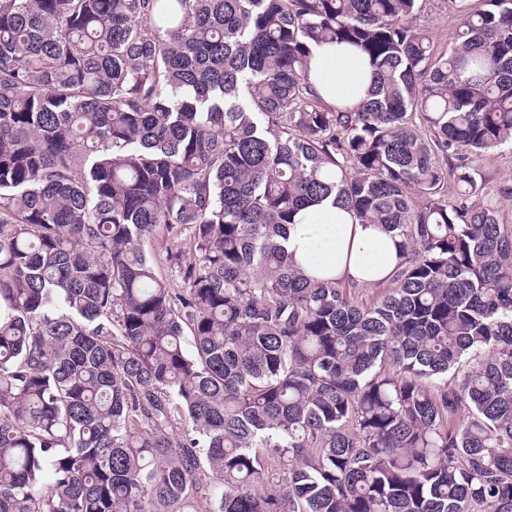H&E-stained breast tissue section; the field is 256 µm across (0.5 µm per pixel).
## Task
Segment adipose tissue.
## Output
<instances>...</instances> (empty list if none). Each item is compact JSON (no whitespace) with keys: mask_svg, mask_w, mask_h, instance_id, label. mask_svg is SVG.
Segmentation results:
<instances>
[{"mask_svg":"<svg viewBox=\"0 0 512 512\" xmlns=\"http://www.w3.org/2000/svg\"><path fill=\"white\" fill-rule=\"evenodd\" d=\"M310 82L328 105H352L366 95L370 68L354 51L324 45L313 51ZM286 248L309 276L368 288L388 282L399 262L397 238L330 200L296 215Z\"/></svg>","mask_w":512,"mask_h":512,"instance_id":"adipose-tissue-1","label":"adipose tissue"}]
</instances>
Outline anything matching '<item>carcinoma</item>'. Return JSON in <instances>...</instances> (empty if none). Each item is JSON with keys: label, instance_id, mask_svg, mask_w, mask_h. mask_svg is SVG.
Listing matches in <instances>:
<instances>
[{"label": "carcinoma", "instance_id": "1", "mask_svg": "<svg viewBox=\"0 0 512 512\" xmlns=\"http://www.w3.org/2000/svg\"><path fill=\"white\" fill-rule=\"evenodd\" d=\"M420 2L0 0V512H512V0L443 55ZM330 197L399 238L372 301L283 244ZM310 82L328 105L351 106L365 97L370 68L354 51L324 45L313 50ZM475 165L484 182V194L482 197L471 198L470 202L484 201L487 198H496L500 186L505 180L512 184V149L503 146L489 151L480 157ZM479 199V200H478ZM142 248L146 255L154 261L157 274L169 280L174 288L180 287V280L171 271L166 261V255L170 249H181L185 256L189 257L191 253L189 233L185 232L176 236L175 231L169 232L166 228L160 227L153 236L143 242Z\"/></svg>", "mask_w": 512, "mask_h": 512}]
</instances>
